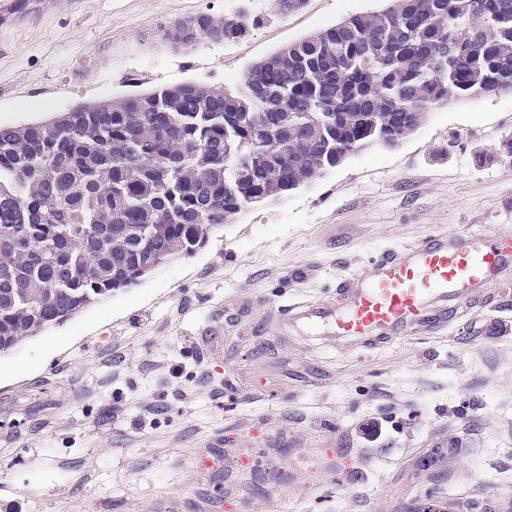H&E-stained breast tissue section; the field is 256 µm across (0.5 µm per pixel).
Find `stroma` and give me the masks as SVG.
<instances>
[{"instance_id": "1", "label": "stroma", "mask_w": 512, "mask_h": 512, "mask_svg": "<svg viewBox=\"0 0 512 512\" xmlns=\"http://www.w3.org/2000/svg\"><path fill=\"white\" fill-rule=\"evenodd\" d=\"M56 0L0 28V125L186 82L233 92L279 48L386 0ZM250 15L177 48L191 15ZM512 92L433 109L397 146L245 210L195 254L0 355V512H512V267L439 333L345 356L285 312L434 231L512 225ZM224 327L218 352L202 333ZM381 424L377 441L361 429ZM235 454L222 467L197 461ZM321 498L307 494L310 482ZM250 20L243 15L234 14L225 16L221 20H215L204 14L189 17L167 29L165 37L174 45L185 48H193L201 42H224L237 40L244 37L249 28ZM194 27L197 30L196 38L189 34Z\"/></svg>"}]
</instances>
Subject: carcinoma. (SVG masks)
<instances>
[{"label": "carcinoma", "instance_id": "carcinoma-1", "mask_svg": "<svg viewBox=\"0 0 512 512\" xmlns=\"http://www.w3.org/2000/svg\"><path fill=\"white\" fill-rule=\"evenodd\" d=\"M387 2L254 63L234 94L182 83L0 127V354L430 109L512 90V0ZM249 24L200 14L165 37L193 48ZM496 156L512 136L476 159Z\"/></svg>", "mask_w": 512, "mask_h": 512}]
</instances>
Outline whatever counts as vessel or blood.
I'll return each mask as SVG.
<instances>
[{
  "mask_svg": "<svg viewBox=\"0 0 512 512\" xmlns=\"http://www.w3.org/2000/svg\"><path fill=\"white\" fill-rule=\"evenodd\" d=\"M46 0H0V24L27 20ZM512 264V228L486 234L435 233L418 245L376 255L368 271L342 278L334 296L288 309L291 326L329 324L344 350L435 328L449 313L489 302L486 286Z\"/></svg>",
  "mask_w": 512,
  "mask_h": 512,
  "instance_id": "obj_1",
  "label": "vessel or blood"
}]
</instances>
